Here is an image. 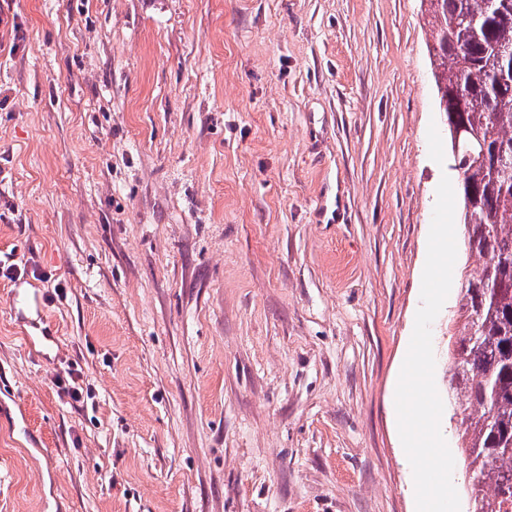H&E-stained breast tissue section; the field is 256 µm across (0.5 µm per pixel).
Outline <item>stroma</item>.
Instances as JSON below:
<instances>
[{
    "mask_svg": "<svg viewBox=\"0 0 512 512\" xmlns=\"http://www.w3.org/2000/svg\"><path fill=\"white\" fill-rule=\"evenodd\" d=\"M430 40L421 0H0V512H416ZM10 305L16 315H22L24 310H34L36 313L43 314L45 302L39 293L21 295L17 291L10 297ZM65 378H57L58 387L62 390L63 394L67 396L74 403H84L85 398H91V390L84 388L79 382L81 375L78 369L69 368L66 372Z\"/></svg>",
    "mask_w": 512,
    "mask_h": 512,
    "instance_id": "1",
    "label": "stroma"
}]
</instances>
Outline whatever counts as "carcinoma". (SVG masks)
<instances>
[{"instance_id":"carcinoma-1","label":"carcinoma","mask_w":512,"mask_h":512,"mask_svg":"<svg viewBox=\"0 0 512 512\" xmlns=\"http://www.w3.org/2000/svg\"><path fill=\"white\" fill-rule=\"evenodd\" d=\"M432 57L447 121L463 127L451 144L460 165L461 219L479 269L462 268L463 304L448 348L452 393L463 407L458 439L472 477V512H512V182L499 174L512 147V0H425ZM467 41L458 53L454 42ZM462 85V105L452 98Z\"/></svg>"}]
</instances>
